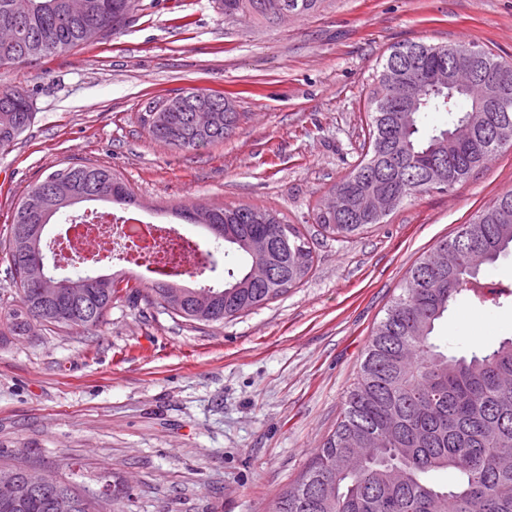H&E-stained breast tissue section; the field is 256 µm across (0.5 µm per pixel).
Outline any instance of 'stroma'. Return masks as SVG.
<instances>
[{
    "label": "stroma",
    "instance_id": "1",
    "mask_svg": "<svg viewBox=\"0 0 512 512\" xmlns=\"http://www.w3.org/2000/svg\"><path fill=\"white\" fill-rule=\"evenodd\" d=\"M474 41L512 59V0H323L270 26L226 21L215 0H140L124 28L31 64L0 87L36 118L0 150V240L24 192L65 165H103L136 215L207 239L180 206L259 204L305 233L314 268L268 304L221 324L145 302L113 304L93 331L41 325L0 343V451L53 477L107 478L125 512H267L336 426L373 327L409 269L512 189V149L431 190L364 235L321 234L316 199L358 163L376 67L408 42ZM232 97L233 135L191 152L136 120L156 96ZM512 336V299L462 296L435 340L462 355Z\"/></svg>",
    "mask_w": 512,
    "mask_h": 512
}]
</instances>
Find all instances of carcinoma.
I'll return each mask as SVG.
<instances>
[{"label": "carcinoma", "instance_id": "carcinoma-1", "mask_svg": "<svg viewBox=\"0 0 512 512\" xmlns=\"http://www.w3.org/2000/svg\"><path fill=\"white\" fill-rule=\"evenodd\" d=\"M0 0V29L18 37L0 41V65L30 63L48 55L118 34L136 0ZM322 0H216L227 20L249 17L275 24L277 13L305 15ZM470 41L395 47L375 74L368 101V141L360 162L339 179L328 194L343 192L350 208L344 214L313 205V219L325 235L351 238L384 222L365 206L373 185H381L396 206L433 189L452 188L503 149L512 146L491 138L495 130L512 131V109L497 111V95L512 103V61L498 59L489 48L469 57ZM467 63L494 84L485 95L486 111H472L476 96L436 88L434 72ZM420 97L405 118L394 85ZM170 98H150L138 112L140 126L154 140L180 151L219 143L234 132L240 113L234 101L203 90ZM448 113L443 129L428 128L427 115ZM27 92L0 88V150H6L35 119ZM401 135H395L401 122ZM466 124L471 138L457 142L451 132ZM107 201L136 204L133 190L111 169L95 165L63 166L32 185L21 197L3 252L10 262L18 303L0 313V340L28 335V322L40 318L57 328H99L112 303L135 301L140 285L119 274L63 278L55 298L45 300L33 279L47 231L39 225L72 220L76 205ZM177 215L191 224H218L224 230V284L215 293L209 315L193 302L178 300L176 276L154 273L144 300L187 322L222 323L261 307L297 288L309 277L314 257L304 232L276 210L260 205L185 207ZM269 240L258 251L252 243ZM447 248L457 254L453 267L436 268L432 253ZM512 249V190L478 210L440 240L411 267L401 292L374 326L344 409L334 432L317 449L292 488L281 493L268 512H512V337L494 345L453 355L434 341L436 324L462 294L484 303L486 293L512 296L511 288L484 291L479 275ZM458 475L443 487L429 479L440 470ZM0 512H102L95 491L75 481L59 480L39 488L18 508L0 504Z\"/></svg>", "mask_w": 512, "mask_h": 512}]
</instances>
